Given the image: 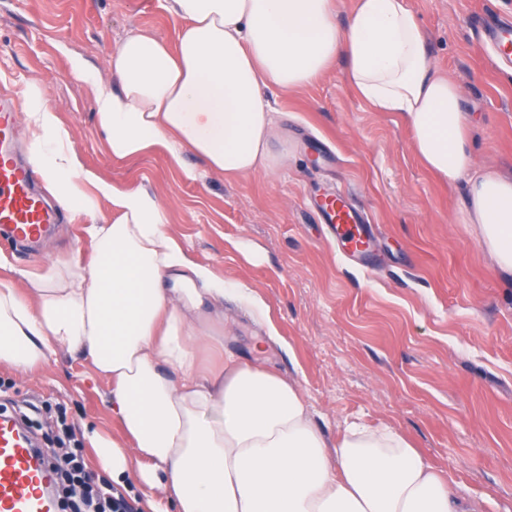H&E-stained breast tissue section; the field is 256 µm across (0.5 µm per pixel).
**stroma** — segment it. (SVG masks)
I'll return each mask as SVG.
<instances>
[{
	"label": "stroma",
	"instance_id": "stroma-1",
	"mask_svg": "<svg viewBox=\"0 0 512 512\" xmlns=\"http://www.w3.org/2000/svg\"><path fill=\"white\" fill-rule=\"evenodd\" d=\"M438 71L474 118L475 162L512 175V63L486 45L485 17L512 20V0H408ZM177 19L158 0H0V91L33 85L70 132L83 164L142 186L167 207L170 233L197 264L250 288L254 312L225 299L199 321L239 355L275 329L258 361L295 380L316 425L335 442L347 424L392 427L452 477L451 491L512 512V285L461 221L467 183L448 184L418 159L395 113L361 100L336 59L317 83L266 91L280 111L273 174L185 181L163 153L113 160L80 57L106 69L129 32L174 44ZM339 194L370 223L375 259L352 256L319 206ZM86 218L63 220L39 251L0 236V282L26 291L27 273L87 267ZM108 386L91 363L59 351L32 373L0 367V414L24 419L46 453L76 449L95 486H110L84 427L121 438Z\"/></svg>",
	"mask_w": 512,
	"mask_h": 512
}]
</instances>
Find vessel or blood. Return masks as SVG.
I'll use <instances>...</instances> for the list:
<instances>
[{
    "instance_id": "obj_1",
    "label": "vessel or blood",
    "mask_w": 512,
    "mask_h": 512,
    "mask_svg": "<svg viewBox=\"0 0 512 512\" xmlns=\"http://www.w3.org/2000/svg\"><path fill=\"white\" fill-rule=\"evenodd\" d=\"M483 35L500 49L512 46V24L486 23ZM17 94L0 95V231L36 242L56 223L57 215L36 192L32 169L16 148ZM323 218L353 254L369 251L370 236L357 213L337 195L325 202ZM51 476L17 422L0 421V512H55L48 493Z\"/></svg>"
}]
</instances>
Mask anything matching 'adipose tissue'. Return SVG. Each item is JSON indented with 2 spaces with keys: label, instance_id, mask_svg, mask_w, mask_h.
I'll list each match as a JSON object with an SVG mask.
<instances>
[{
  "label": "adipose tissue",
  "instance_id": "obj_1",
  "mask_svg": "<svg viewBox=\"0 0 512 512\" xmlns=\"http://www.w3.org/2000/svg\"><path fill=\"white\" fill-rule=\"evenodd\" d=\"M338 3L163 0L180 21L175 46L132 32L109 75L79 58L71 69L94 93L113 158L160 149L196 182L277 170L264 89L305 88L344 58L355 92L398 115L432 173L467 178L464 221L512 283V178L475 167L461 89L435 72L418 19L406 0H353L341 28ZM23 110L36 130L31 161L58 205L88 218L94 258L88 273L36 277L25 293L0 287V365L26 372L61 349L90 361L130 442L86 437L114 485L139 486L144 512H484L397 430L354 422L329 445L295 381L225 352L191 313L205 295L255 306L254 292L192 264L146 190L86 168L43 91L28 89ZM188 151L203 168L185 162ZM101 198L111 223L96 221ZM204 346L222 349L220 368L201 371Z\"/></svg>",
  "mask_w": 512,
  "mask_h": 512
}]
</instances>
